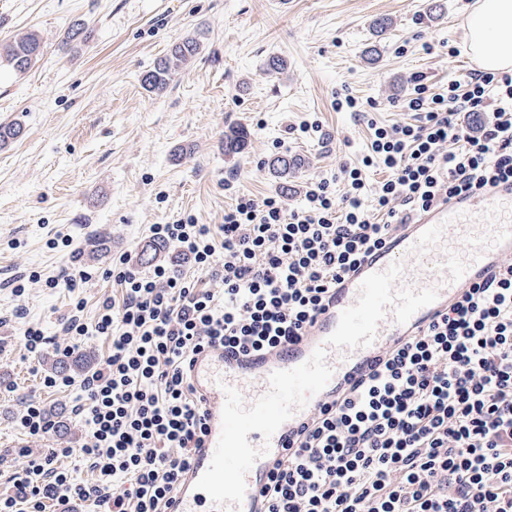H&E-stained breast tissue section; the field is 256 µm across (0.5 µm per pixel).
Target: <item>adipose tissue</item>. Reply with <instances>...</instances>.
<instances>
[{
    "label": "adipose tissue",
    "mask_w": 512,
    "mask_h": 512,
    "mask_svg": "<svg viewBox=\"0 0 512 512\" xmlns=\"http://www.w3.org/2000/svg\"><path fill=\"white\" fill-rule=\"evenodd\" d=\"M464 29L479 70L512 71V0H472Z\"/></svg>",
    "instance_id": "adipose-tissue-1"
}]
</instances>
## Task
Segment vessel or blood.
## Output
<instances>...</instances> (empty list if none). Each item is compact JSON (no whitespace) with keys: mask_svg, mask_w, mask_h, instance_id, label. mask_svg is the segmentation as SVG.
I'll use <instances>...</instances> for the list:
<instances>
[{"mask_svg":"<svg viewBox=\"0 0 512 512\" xmlns=\"http://www.w3.org/2000/svg\"><path fill=\"white\" fill-rule=\"evenodd\" d=\"M512 260V180H502L475 192L434 204L390 234L382 245L367 252L342 275L327 301L293 342L261 350H232L210 345L191 360L188 379L203 413L204 436L192 451L168 512H228L197 490L196 482L208 468L221 433L225 386L235 387L245 404L267 392L268 378L305 361L336 329L341 312L356 303L360 285L370 274L401 263L400 285L420 290L434 287L438 297L404 324L393 314L380 322L375 341L352 350L329 349L326 362L333 375L327 386L312 396L271 437L260 432L247 436L254 447H267L246 475V493L237 512H267L264 494L274 466L292 450L300 430L327 407L345 397L396 349L422 335L448 314L468 289L490 281Z\"/></svg>","mask_w":512,"mask_h":512,"instance_id":"obj_1","label":"vessel or blood"}]
</instances>
